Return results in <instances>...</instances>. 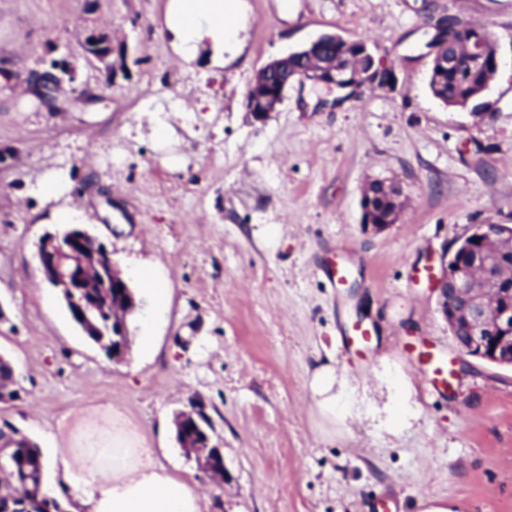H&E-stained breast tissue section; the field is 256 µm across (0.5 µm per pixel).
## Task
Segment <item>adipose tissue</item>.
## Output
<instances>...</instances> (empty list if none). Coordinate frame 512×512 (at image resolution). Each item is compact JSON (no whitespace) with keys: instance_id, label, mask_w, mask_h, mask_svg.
<instances>
[{"instance_id":"obj_1","label":"adipose tissue","mask_w":512,"mask_h":512,"mask_svg":"<svg viewBox=\"0 0 512 512\" xmlns=\"http://www.w3.org/2000/svg\"><path fill=\"white\" fill-rule=\"evenodd\" d=\"M225 0H168L165 29L176 55L192 62L207 53L213 67L236 59L244 45L224 26ZM329 423L359 414L345 373L329 364L309 381ZM51 467L77 493L72 512H207L208 500L189 480L157 463L143 428L115 407L82 408L61 416Z\"/></svg>"}]
</instances>
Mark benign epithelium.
<instances>
[{
  "label": "benign epithelium",
  "instance_id": "7a95c632",
  "mask_svg": "<svg viewBox=\"0 0 512 512\" xmlns=\"http://www.w3.org/2000/svg\"><path fill=\"white\" fill-rule=\"evenodd\" d=\"M464 46L461 67H480L496 72L499 61L491 32L466 24L455 16L448 17L447 34L434 48L433 65L446 68L455 61L448 60V45ZM318 68L322 82L345 88L354 84L356 75L370 83L389 84L394 80L391 68L375 61L360 42L346 40L335 34H325L304 48L270 60L250 85L246 106L255 118L263 120L278 110L285 93L295 81H303ZM385 197L394 204L386 222L374 220L372 200ZM363 224L375 232L397 222L401 207L395 187L386 183H368L362 197ZM495 240L512 245V227L506 224H483L481 230L467 236L459 246L442 260L441 270L434 279L440 311L451 333H456L460 321H466L468 334L455 340L460 350L498 366L512 367V310L497 307L500 289L490 288L494 280L487 264L481 260L486 242ZM42 272L66 301L75 304L88 293L112 287L116 299L108 302L112 322L128 335L126 319L136 308L135 297L122 277L112 252L81 229L64 235L50 234L38 245ZM175 428L182 430L180 445L193 456L198 467L214 482L222 485L226 477L225 463H216L211 436L199 440L204 431L199 409L180 412L174 419Z\"/></svg>",
  "mask_w": 512,
  "mask_h": 512
}]
</instances>
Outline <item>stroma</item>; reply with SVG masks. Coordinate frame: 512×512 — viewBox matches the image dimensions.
<instances>
[{"label": "stroma", "mask_w": 512, "mask_h": 512, "mask_svg": "<svg viewBox=\"0 0 512 512\" xmlns=\"http://www.w3.org/2000/svg\"><path fill=\"white\" fill-rule=\"evenodd\" d=\"M167 2L0 0V355L18 393L0 420L46 455L67 411L120 406L208 512H370L379 495L399 512L427 498L512 512V367L460 352L419 275L480 225L512 226V0H240L244 49L221 69L175 55ZM450 16L496 42L479 115L428 85L427 43ZM92 30L112 36L111 79L83 58ZM334 33L364 42L394 84L340 97L302 81L256 120L260 69ZM68 54L74 86L40 102L36 78ZM51 177L66 189L49 198ZM373 180L403 204L380 233L362 226ZM60 210L83 215L135 291L124 362L87 341L41 275L36 244L61 231ZM346 247L357 270L336 290L320 267ZM358 320L376 327L360 357L339 336ZM408 342L452 362V392H431ZM328 361L361 403L346 428L322 421L309 388ZM402 377L420 418L393 435L377 412ZM197 401L224 453L220 487L175 438V414Z\"/></svg>", "instance_id": "obj_1"}]
</instances>
